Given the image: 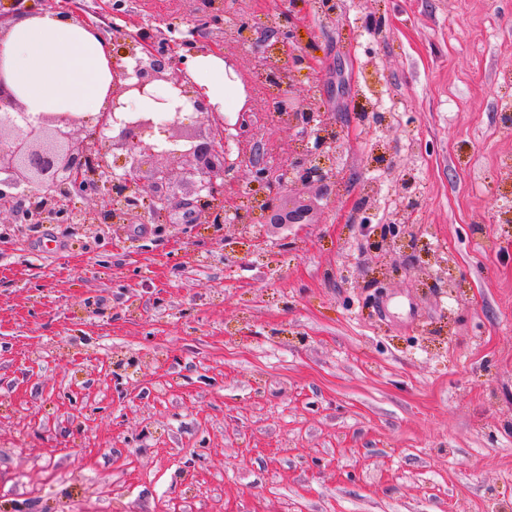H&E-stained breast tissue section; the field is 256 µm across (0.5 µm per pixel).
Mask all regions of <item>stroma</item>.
Instances as JSON below:
<instances>
[{
  "label": "stroma",
  "mask_w": 512,
  "mask_h": 512,
  "mask_svg": "<svg viewBox=\"0 0 512 512\" xmlns=\"http://www.w3.org/2000/svg\"><path fill=\"white\" fill-rule=\"evenodd\" d=\"M127 35L197 0H83ZM294 16L289 88L342 133L307 224H192L182 204L97 230L0 223V512H512V0H223ZM239 108L286 156L253 52ZM404 218L385 253L358 224ZM54 239V252L43 251Z\"/></svg>",
  "instance_id": "1"
}]
</instances>
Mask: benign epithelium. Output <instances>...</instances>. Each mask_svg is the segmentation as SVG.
<instances>
[{
  "instance_id": "7a95c632",
  "label": "benign epithelium",
  "mask_w": 512,
  "mask_h": 512,
  "mask_svg": "<svg viewBox=\"0 0 512 512\" xmlns=\"http://www.w3.org/2000/svg\"><path fill=\"white\" fill-rule=\"evenodd\" d=\"M28 0H13L11 15L0 14V38L9 30L5 20L31 13ZM289 16L264 30V51L257 58V72L273 75L286 83L309 66L306 51L294 45ZM199 30L170 38L163 30L144 31L131 38L127 51L112 60V111L96 118L70 114H43L32 122L0 69V213L8 214V224L64 223L63 198L79 196L96 202L81 214V223L124 224L131 215H140L139 206L127 205L130 194L148 198L158 210L168 209L174 200L175 171L193 180L195 197L193 223L226 224L229 213L242 222L249 215L238 208L214 207L227 192V172L248 163L253 180L270 187V194L256 211L267 224L288 218L290 224L309 223V208H284L278 190L291 184L312 187L329 195L335 191L338 174L325 156L323 132L335 127L325 122L316 108L314 96L302 100L285 95L274 104L276 114L293 127L304 126L300 135L306 145L283 160H267L262 144L247 136L257 127V113L242 111L230 124L205 100L195 98L193 116L170 112L159 122L153 112L129 109L137 96L149 95L148 88L160 82L185 90V72L178 68L174 49H199ZM207 115L211 128L206 135L193 132L196 116ZM236 131L245 152L230 160L216 140L217 129ZM125 152L128 166L122 174L109 170L108 151ZM160 158L163 163L151 170L149 183L141 179L142 166Z\"/></svg>"
}]
</instances>
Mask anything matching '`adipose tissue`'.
Instances as JSON below:
<instances>
[{
	"instance_id": "adipose-tissue-1",
	"label": "adipose tissue",
	"mask_w": 512,
	"mask_h": 512,
	"mask_svg": "<svg viewBox=\"0 0 512 512\" xmlns=\"http://www.w3.org/2000/svg\"><path fill=\"white\" fill-rule=\"evenodd\" d=\"M112 46L95 24L80 22L64 10H43L13 23L0 40V67L25 112L97 115L112 100ZM189 95L165 86L136 98L143 112L190 111L191 98L216 109L242 94V85L227 78L224 59L215 53H191L184 61Z\"/></svg>"
}]
</instances>
